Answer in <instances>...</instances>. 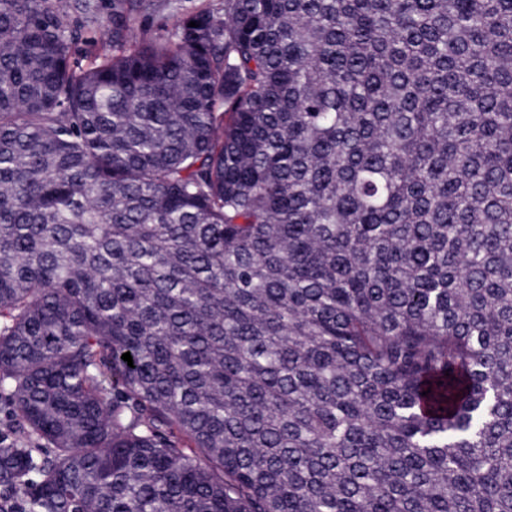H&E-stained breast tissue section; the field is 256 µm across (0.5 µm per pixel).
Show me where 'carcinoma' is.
Masks as SVG:
<instances>
[{"label": "carcinoma", "mask_w": 512, "mask_h": 512, "mask_svg": "<svg viewBox=\"0 0 512 512\" xmlns=\"http://www.w3.org/2000/svg\"><path fill=\"white\" fill-rule=\"evenodd\" d=\"M149 6L0 0V512H512V0ZM99 5L93 19L75 18V25L83 32V39L77 45V53L82 64L87 66L91 61L112 57V41L101 37V26L112 27V0H96ZM220 0H154L155 9L143 11L135 16L136 26L147 37H157L172 27L177 18L196 12Z\"/></svg>", "instance_id": "carcinoma-1"}]
</instances>
